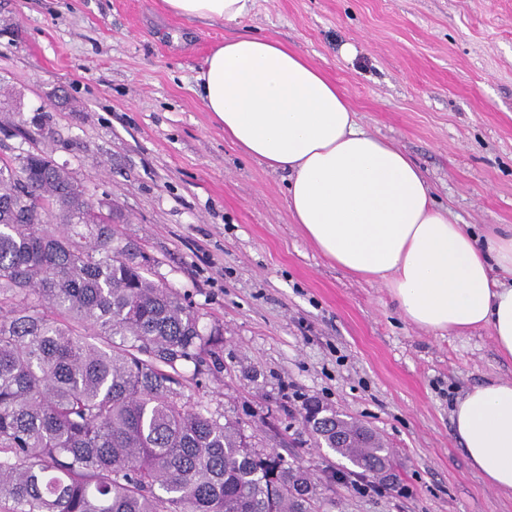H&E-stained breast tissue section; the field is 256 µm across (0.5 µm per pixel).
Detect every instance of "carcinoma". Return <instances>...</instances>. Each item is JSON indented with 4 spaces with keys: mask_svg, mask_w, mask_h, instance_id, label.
Segmentation results:
<instances>
[{
    "mask_svg": "<svg viewBox=\"0 0 512 512\" xmlns=\"http://www.w3.org/2000/svg\"><path fill=\"white\" fill-rule=\"evenodd\" d=\"M45 155L0 160V512H322L313 474L181 391L220 331ZM318 446L390 452L328 410Z\"/></svg>",
    "mask_w": 512,
    "mask_h": 512,
    "instance_id": "carcinoma-1",
    "label": "carcinoma"
}]
</instances>
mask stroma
Here are the masks:
<instances>
[{
	"instance_id": "stroma-1",
	"label": "stroma",
	"mask_w": 512,
	"mask_h": 512,
	"mask_svg": "<svg viewBox=\"0 0 512 512\" xmlns=\"http://www.w3.org/2000/svg\"><path fill=\"white\" fill-rule=\"evenodd\" d=\"M266 36L347 95L434 201L478 234L512 226V0H254L236 23L162 0H0V159L41 153L110 199L123 239L207 327L218 361L184 394L260 451L321 478L325 512H512L452 433L455 401L512 381L489 328L403 320L388 289L304 237L288 176L224 137L194 92L211 51ZM314 398L379 434L392 467L360 493L302 423Z\"/></svg>"
}]
</instances>
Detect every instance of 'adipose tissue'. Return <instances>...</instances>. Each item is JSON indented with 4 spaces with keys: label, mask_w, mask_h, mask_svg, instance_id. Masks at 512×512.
Segmentation results:
<instances>
[{
    "label": "adipose tissue",
    "mask_w": 512,
    "mask_h": 512,
    "mask_svg": "<svg viewBox=\"0 0 512 512\" xmlns=\"http://www.w3.org/2000/svg\"><path fill=\"white\" fill-rule=\"evenodd\" d=\"M180 17L235 22L252 0H163ZM196 95L224 136L288 174V209L327 259L382 282L402 318L429 331L486 327L512 359V228L478 240L436 206L422 170L355 127L345 94L278 40L241 37L211 51ZM453 434L498 494L512 497V382L492 379L452 409Z\"/></svg>",
    "instance_id": "1"
}]
</instances>
